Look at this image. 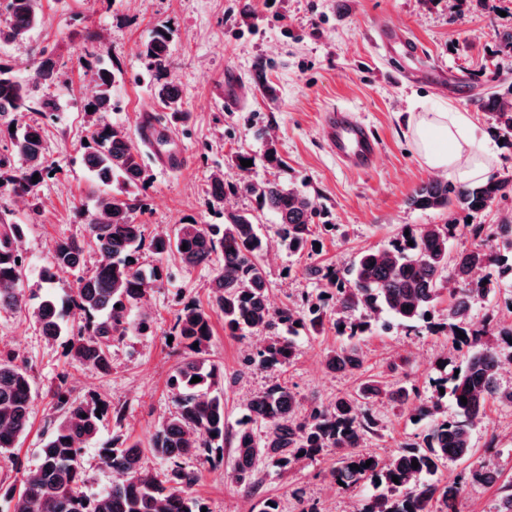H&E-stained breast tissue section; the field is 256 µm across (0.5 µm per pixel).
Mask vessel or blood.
I'll list each match as a JSON object with an SVG mask.
<instances>
[{
  "instance_id": "vessel-or-blood-1",
  "label": "vessel or blood",
  "mask_w": 512,
  "mask_h": 512,
  "mask_svg": "<svg viewBox=\"0 0 512 512\" xmlns=\"http://www.w3.org/2000/svg\"><path fill=\"white\" fill-rule=\"evenodd\" d=\"M382 47L390 52L406 56L415 55L416 44L401 30L387 28L379 36ZM139 139L155 155L161 168L170 170L181 166L183 155L173 147L168 129L152 115H144L140 121ZM321 136L329 153L347 167L367 171L377 159L379 144L370 134L367 125L351 110L333 108L324 113Z\"/></svg>"
}]
</instances>
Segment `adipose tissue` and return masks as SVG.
I'll use <instances>...</instances> for the list:
<instances>
[{
  "label": "adipose tissue",
  "instance_id": "adipose-tissue-1",
  "mask_svg": "<svg viewBox=\"0 0 512 512\" xmlns=\"http://www.w3.org/2000/svg\"><path fill=\"white\" fill-rule=\"evenodd\" d=\"M417 114L410 127L412 143L431 170L452 175L461 182L485 178L488 169L476 161L488 148L485 134L466 113L451 108H433L415 102Z\"/></svg>",
  "mask_w": 512,
  "mask_h": 512
}]
</instances>
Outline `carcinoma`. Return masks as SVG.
I'll list each match as a JSON object with an SVG mask.
<instances>
[{
  "mask_svg": "<svg viewBox=\"0 0 512 512\" xmlns=\"http://www.w3.org/2000/svg\"><path fill=\"white\" fill-rule=\"evenodd\" d=\"M44 23L40 0H0L1 43L24 41ZM171 35L170 26H155L141 55L154 93L167 110V123L176 125L185 119V111L177 86L166 80ZM41 54L44 58L36 70V83H57L54 61L47 50ZM85 68L97 91L85 105L93 109L94 117L83 144V162L94 182L112 190L95 200L88 240H58L42 271L47 284L52 283L57 269L79 273L73 294L61 305L49 298L33 304L20 292L25 262L20 242L25 225H0V312L26 310L48 342L64 344L65 355L72 362L106 374L112 367V342L153 329L146 317L134 324L125 320V313L142 303L153 284L168 275L162 265L143 267L140 257L144 250L160 259L173 256L186 271L208 265L219 256L224 265L211 281L209 304L187 302L175 317L172 334L183 358L168 380L174 411L161 421L148 446L133 441L99 449L101 463L112 470L118 482L94 496L82 491V444L97 437L109 405L96 395L73 401L60 384L52 390V400L61 418L40 448L39 466L26 474L20 489L5 490L14 501L13 512H202L203 504L192 492L200 475L184 463L224 450V399L219 392L224 371L206 358L213 316L224 317V331L232 336L250 330L272 332L248 358L256 369L270 374L281 371L297 356L295 338L300 332L320 335L329 322L348 344L329 350L325 365L331 371L353 372L363 364L358 346L361 335L393 320L411 330L417 328L419 321L427 320L447 281L458 287L449 289L448 313L441 321L429 323V330L444 333L452 348L463 353L454 372L448 371L446 357L437 359L439 365L435 366L441 373L434 380L436 387L451 384L453 416H448L440 397L413 394L403 385L384 380L364 381L353 394L338 396L329 405L309 407L286 385L275 381L246 403L247 414L234 434L233 477L249 491L259 459L286 469L334 448L340 456L338 466L330 471L333 482L341 481L347 489L368 480L379 488L357 512H456L455 495L438 479L441 466L449 459L472 456V430L483 421L489 401L512 405V390L497 384L502 360L512 361V320L492 315L478 326L471 321L474 306L489 299L504 282H512V223L497 225L491 235L484 224L461 226L452 219L446 224L411 228L407 236L402 234L385 246L362 252L344 272L329 266L310 270L322 288L302 308H273L262 263L269 243L251 214L231 212L224 215L222 224L187 222L145 236V227L135 222L134 213L142 207L136 191L149 180L147 168L132 138L98 117L112 111L117 74L100 62H89ZM477 105L496 112L500 126L512 132V107L493 94L478 100ZM60 107L59 99L36 96L34 85L0 64V125L14 128L7 132L9 156L0 158V193L33 196L54 172L44 154L41 126L17 124L11 115L36 112L47 119ZM13 158L20 166L11 163ZM511 185L509 180L493 179L455 185L433 178L417 188L408 202L420 210L476 214ZM236 192L255 195L260 207L273 213L281 245L294 253L307 248L318 216L311 197L276 180L229 185L222 174L212 175L209 194L213 201L222 202L224 196ZM464 229L475 243L454 254L450 242ZM490 236L497 241L493 248L484 243ZM67 317L72 324H67ZM195 376L200 378L197 383L192 382ZM462 396L467 403L461 402ZM33 397L27 368L17 364L14 353L0 351V450L16 447L28 431ZM384 399L408 410L416 420L428 422L423 443L403 444L385 457L359 451L365 436L377 432L372 406ZM258 424L265 428L262 437L253 430ZM147 451L167 461L169 467L160 473L147 470ZM414 460L416 468L412 467ZM354 464L359 469L352 468ZM394 476L399 483L392 481ZM467 479L494 483L498 475L472 467L459 475L458 482Z\"/></svg>",
  "mask_w": 512,
  "mask_h": 512,
  "instance_id": "1",
  "label": "carcinoma"
}]
</instances>
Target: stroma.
<instances>
[{"instance_id":"stroma-1","label":"stroma","mask_w":512,"mask_h":512,"mask_svg":"<svg viewBox=\"0 0 512 512\" xmlns=\"http://www.w3.org/2000/svg\"><path fill=\"white\" fill-rule=\"evenodd\" d=\"M44 27L22 42L0 43V63L20 79L33 78L42 49L54 51L58 84L39 86L42 95H59L63 108L55 120L40 121L23 113L26 123L41 122L46 157L54 167L51 178L35 197L0 195V225L25 227L22 249L26 267L24 293L39 300L44 294L40 271L51 260L52 248L63 237L83 238L87 214L95 199L81 145L87 134L84 105L96 89L82 65L85 46L112 64L120 77L112 88L116 110L106 122L136 134L142 113L160 114L144 62L142 43L154 25L167 22L175 30L170 77L178 86L187 118L170 132L184 147L185 159L175 170H161L149 149L141 154L149 180L139 194L136 212L148 233L172 229L193 220L220 224L228 212L255 215L260 231L274 238V216L261 209L255 196L237 193L223 202L208 195L210 177L220 172L229 184L246 180H277L310 196L321 211L316 231L319 249L299 254L276 246L265 256L274 307L301 305L316 297L318 282L311 266L348 267L358 254L387 244L403 227L444 224L450 212L410 208L409 197L433 178L417 155L408 132L410 101L450 103L486 129L494 143L489 174L512 180V135L500 129L494 113L478 108L480 97L504 93L512 86V65L499 56L497 34L512 31V0H41ZM395 25L416 43L418 60L389 59L377 47L379 30ZM96 33L88 44V33ZM267 64L256 76V61ZM348 108L363 120L380 142L375 167L359 172L340 165L326 151L319 135L322 112ZM275 144L281 163L268 166V144ZM254 158L242 170L236 157ZM170 275L154 283L143 304L126 313L127 321L149 315L150 335L130 334L112 345V369L102 375L77 366L63 345H49L27 312L0 314V350L19 353V363L31 373L36 389L30 427L16 448L0 453V485L20 484L38 462V450L58 414L48 392L66 384L72 399L97 394L120 409L122 420L105 417L98 436L85 442L81 463L86 494L95 495L115 480L99 458L111 442H149L162 419L174 409L168 379L180 360L168 337L183 303H207L217 264L182 270L177 259H165ZM264 333L229 336L223 318L214 320L208 349L210 362L227 377L219 390L224 397L228 433H235L249 396L267 386L269 374L248 366L246 358L263 344ZM333 328L319 336L301 335L298 355L280 375L302 403H329L368 379L392 378L433 395L437 373L434 360L448 352L444 335L426 326L408 330L401 325L374 329L359 340L363 366L357 373L333 372L324 356L345 345ZM397 371H389L390 363ZM382 428L368 436L362 450L380 456L395 453L404 443L422 441L426 422H414L391 402L375 403ZM474 453L465 461L449 460L441 468L443 483L482 464L512 476V406L489 401L486 416L472 432ZM335 449L283 471L268 461L256 466L255 486L245 492L233 478L234 449L188 460L202 478L193 488L208 512H259L264 499L279 500L283 512H298L289 494L299 487L319 512H355L373 494L371 485L338 489L330 472L338 462Z\"/></svg>"}]
</instances>
